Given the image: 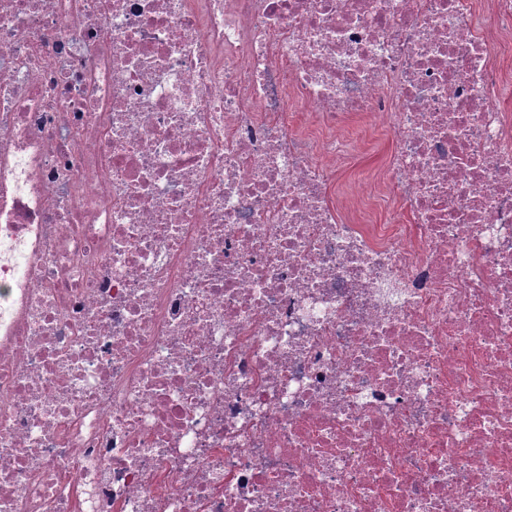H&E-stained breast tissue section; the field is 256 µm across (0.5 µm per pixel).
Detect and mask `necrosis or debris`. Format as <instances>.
<instances>
[{
    "mask_svg": "<svg viewBox=\"0 0 512 512\" xmlns=\"http://www.w3.org/2000/svg\"><path fill=\"white\" fill-rule=\"evenodd\" d=\"M487 7L0 0V512H512Z\"/></svg>",
    "mask_w": 512,
    "mask_h": 512,
    "instance_id": "obj_1",
    "label": "necrosis or debris"
}]
</instances>
